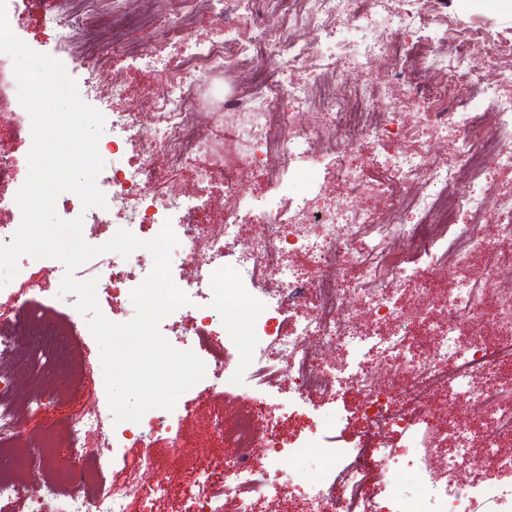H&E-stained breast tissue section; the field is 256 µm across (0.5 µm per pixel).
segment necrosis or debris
Masks as SVG:
<instances>
[{
  "label": "necrosis or debris",
  "instance_id": "1",
  "mask_svg": "<svg viewBox=\"0 0 512 512\" xmlns=\"http://www.w3.org/2000/svg\"><path fill=\"white\" fill-rule=\"evenodd\" d=\"M130 0H48L41 14L60 52L90 78L100 96L127 94L112 56L126 49L131 29L159 30V38L136 55L141 68L163 73L149 89L150 109L119 112L112 137L99 151L112 159L105 181L112 187L107 208L82 210L84 240L102 228L161 231L171 225L178 244L171 269L189 287L211 290L225 266L237 272L225 289L228 305L247 301L245 316L227 317L224 332L247 335L259 355L257 372L268 384L298 396L334 395L340 382L363 393L359 407L375 444L374 464L366 448L323 442L324 424L309 442L291 449L317 465L281 476L283 454L260 418L267 404L253 397L250 410L216 430L238 453L225 460L230 488L216 487L213 474L199 473L193 497L199 512H281L282 493L292 486L308 512H512V487L498 475L512 470V193L491 184L492 171L512 172V42L497 43L483 28L465 36L426 8L427 0H405L400 38L380 31L363 34L351 52H321L319 42H337L339 22H353L358 9L372 11L383 0H250L252 32L242 36L232 15L237 0H149L146 11ZM214 22V37L195 39L199 18ZM381 57L402 60L399 77L408 90L395 108L376 107L359 75ZM497 75L486 84V112H456L458 95L474 85L478 71ZM423 102L405 125L401 108ZM254 105L247 123L210 122L209 105ZM31 140L32 122L19 101L0 94V190L15 180V139ZM244 141L248 154L228 165L214 154L216 141ZM370 146L374 181L359 176L356 156ZM330 160L333 190L288 195L285 172L314 176L313 166ZM259 171L272 187L261 203L245 200L247 172ZM193 189L182 193L181 176ZM227 203L212 215V190ZM385 200L372 212L357 206L364 194ZM134 213L122 224L115 213ZM253 238L240 235L242 225ZM143 249L90 261L98 287L140 285L138 271L152 263ZM425 264L427 276L417 274ZM468 277L449 291L438 278L456 270ZM355 278H348V271ZM38 298L17 300V316L0 320V512L25 496L27 512H132L165 496L171 478H158L152 456H143L125 491L106 485L109 461L99 442L119 449L162 431L158 409L137 426L114 423L80 370L69 371V396L78 409L61 426L35 435L27 424L43 404L55 369L81 345V313L72 310L67 330L46 318ZM297 310L282 328L284 310ZM181 346L204 363L207 389L224 375V354L211 345L206 311L184 317ZM53 350V365L37 358ZM451 404L484 421L483 455L470 450L466 423L454 424L455 443L446 459L431 448H394L387 434L416 435L442 429ZM72 456L57 473H33L57 445ZM266 452L258 465L254 449Z\"/></svg>",
  "mask_w": 512,
  "mask_h": 512
}]
</instances>
